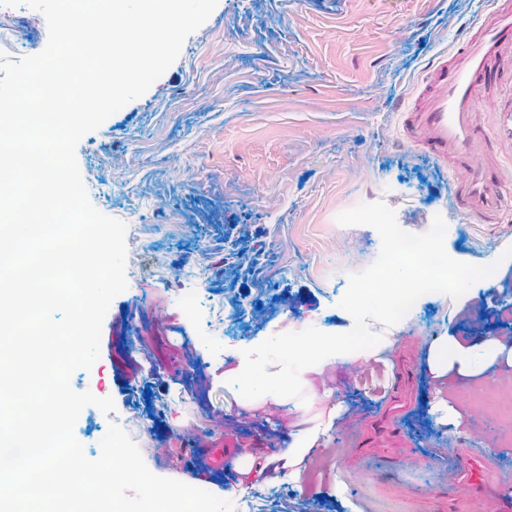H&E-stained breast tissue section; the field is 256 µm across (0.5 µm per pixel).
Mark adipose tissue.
Returning a JSON list of instances; mask_svg holds the SVG:
<instances>
[{"label": "adipose tissue", "mask_w": 512, "mask_h": 512, "mask_svg": "<svg viewBox=\"0 0 512 512\" xmlns=\"http://www.w3.org/2000/svg\"><path fill=\"white\" fill-rule=\"evenodd\" d=\"M388 345L387 340L374 338L364 349L351 350L342 336H309L289 345L287 363L280 373L268 376L258 390L259 401L277 407L287 404L307 407L317 391L309 377L310 372L334 364L377 356ZM512 364V351H506L498 339L487 340L482 354H475L472 346L448 335L434 339L428 346L427 364L430 374L437 379L448 375L464 378L496 375L502 363ZM339 415L338 408H331L326 417L317 418L314 425L303 427L293 434L280 459L288 467V477L300 481L301 465L306 455L321 443Z\"/></svg>", "instance_id": "ef3b65f1"}]
</instances>
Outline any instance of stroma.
I'll return each instance as SVG.
<instances>
[{
    "instance_id": "stroma-1",
    "label": "stroma",
    "mask_w": 512,
    "mask_h": 512,
    "mask_svg": "<svg viewBox=\"0 0 512 512\" xmlns=\"http://www.w3.org/2000/svg\"><path fill=\"white\" fill-rule=\"evenodd\" d=\"M489 11L487 0H218L147 92L80 140L81 178L97 184L90 202L126 225L128 281L104 318L98 360L70 380L115 404L81 412L74 435L88 458L115 423L152 473L239 512H306L308 491L321 495L319 512H455L465 449L493 448L503 483L491 512H512V419L495 410L512 397V366L437 380L426 361L435 337L480 346L500 335L512 296V157L499 160L497 223L468 220L448 164L406 144L396 110ZM4 28L10 56L47 44L43 15L28 7L1 18ZM480 97L482 131L512 141L511 64ZM380 200L409 233L442 216L453 259L500 264L459 299L435 293L402 322H371L394 340L383 359L314 376L342 411L305 464H331L307 486L273 480L266 466L307 412L242 407L230 371L269 337L352 328L339 301L381 238L336 217ZM442 400L455 415H442Z\"/></svg>"
}]
</instances>
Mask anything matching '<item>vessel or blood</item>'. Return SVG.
I'll return each mask as SVG.
<instances>
[{
  "label": "vessel or blood",
  "mask_w": 512,
  "mask_h": 512,
  "mask_svg": "<svg viewBox=\"0 0 512 512\" xmlns=\"http://www.w3.org/2000/svg\"><path fill=\"white\" fill-rule=\"evenodd\" d=\"M512 51V6L498 8L492 21L465 34L454 55L438 56L427 68L434 82L424 91L425 104L404 121L420 149L440 160H451L450 174L463 191L461 210L490 220L499 213L504 185L497 159L512 146L488 142L474 123L480 88L495 73L502 56ZM482 489L498 483L497 472L476 456L468 471Z\"/></svg>",
  "instance_id": "obj_1"
}]
</instances>
